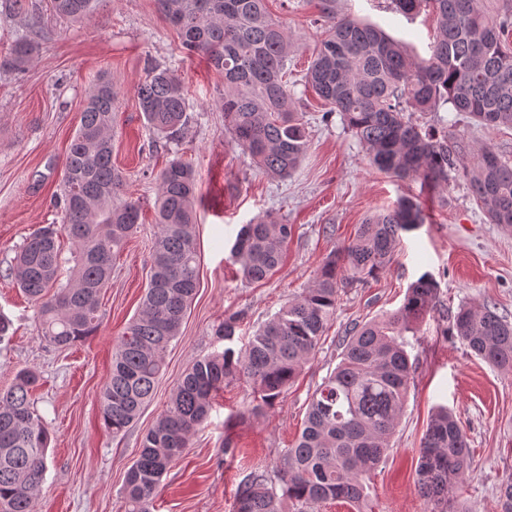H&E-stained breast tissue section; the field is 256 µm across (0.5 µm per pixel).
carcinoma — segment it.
Instances as JSON below:
<instances>
[{"instance_id":"carcinoma-1","label":"carcinoma","mask_w":512,"mask_h":512,"mask_svg":"<svg viewBox=\"0 0 512 512\" xmlns=\"http://www.w3.org/2000/svg\"><path fill=\"white\" fill-rule=\"evenodd\" d=\"M98 0H51L63 19L81 21ZM267 0H157L190 56H201L224 77V126L266 174L287 177L308 148V131L288 88L290 41ZM335 0H321L327 37L305 83L341 115L381 172L440 184L464 179L489 222L512 230V162L483 147L467 157L448 138L413 123L406 112L442 107L464 112L486 128L512 129V0H392L406 15L431 12L437 34L429 57L413 62L381 29L337 17ZM37 34L21 37L0 57V73H20L35 61ZM150 130L173 139L189 121L180 77L148 63L136 86ZM117 93L100 78L89 92L71 139L58 195V223L33 231L16 250L12 275L41 319L40 339L68 347L94 334L100 295L112 266L139 221V202L126 196V177L112 164ZM197 179L180 157L158 176L155 240L141 308L116 342L112 369L99 393L100 416L112 434L124 431L151 401L164 372L163 355L179 335L199 285L195 238ZM424 217L409 199L367 218L355 238L331 252L313 285L288 302L237 351L239 318L224 319L221 352L195 360L166 409L142 440L126 474L125 512H151L163 475L191 447L224 383L247 377L258 394L251 413L274 404L319 347L334 320L339 292L385 270L402 239ZM71 241L73 266L62 278L60 235ZM293 225L268 216L242 226L231 249L242 276L266 279L281 263ZM438 293L427 273L410 284L402 306L380 321L355 325L341 337V360L310 396L303 428L273 474L239 484L234 512H315L332 500H366L365 478L383 464L413 374L405 334L432 310ZM449 335L498 368H512V325L487 304L461 306ZM39 375L17 370L0 392V512H35L34 491L48 468L51 442L31 392ZM468 439L441 407L420 448L419 489L429 512H456L451 493L470 470Z\"/></svg>"}]
</instances>
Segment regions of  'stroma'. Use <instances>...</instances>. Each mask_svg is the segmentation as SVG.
<instances>
[{"label": "stroma", "mask_w": 512, "mask_h": 512, "mask_svg": "<svg viewBox=\"0 0 512 512\" xmlns=\"http://www.w3.org/2000/svg\"><path fill=\"white\" fill-rule=\"evenodd\" d=\"M25 13L0 15V55L20 36L40 34L39 51L25 73L0 76V314L11 321L0 341V391L18 369L40 377L35 409L50 426L48 470L36 493V512H124V484L145 434L153 427L186 369L224 349L218 330L243 312L233 341L242 348L257 327L309 288L329 253L347 245L359 224L404 197L424 222L403 234L390 266L363 285L341 291L336 318L315 355L273 406L252 414V386H225L186 455L164 475L151 512H233L239 484L272 471L297 438L315 389L340 361L349 328L380 320L399 308L409 285L428 273L438 283L436 303L418 324L410 351L414 378L390 438L385 463L367 483L372 512H427L418 492L422 437L438 407H448L467 434L472 465L453 498L471 512H503L500 488L512 479V371L492 366L448 336L449 318L470 303L494 306L512 323V231L488 223L464 181H399L374 168L340 116L324 120L325 106L303 75L326 35L320 0H269L272 17L288 31V86L309 132L308 149L285 179L262 172L224 127L219 100L223 78L198 56H187L156 0H100L80 22L53 17L49 0H27ZM336 12L378 25L417 59L428 57L434 22L428 13L406 16L390 0H336ZM177 70L190 105L188 124L172 140L156 137L140 112L135 88L148 60ZM118 93L112 161L138 199L142 219L112 268L100 296L98 331L67 348L38 336L34 302L9 269L17 248L55 218L67 147L85 98L98 76ZM419 126L447 136L465 155L492 147L512 159V130L487 129L447 110L415 112ZM198 176L196 239L199 287L180 333L165 354V371L151 402L124 432L100 421L98 397L112 349L138 312L147 287L157 175L174 156ZM291 224L279 269L266 280L243 279L230 250L242 225L264 216Z\"/></svg>", "instance_id": "stroma-1"}]
</instances>
